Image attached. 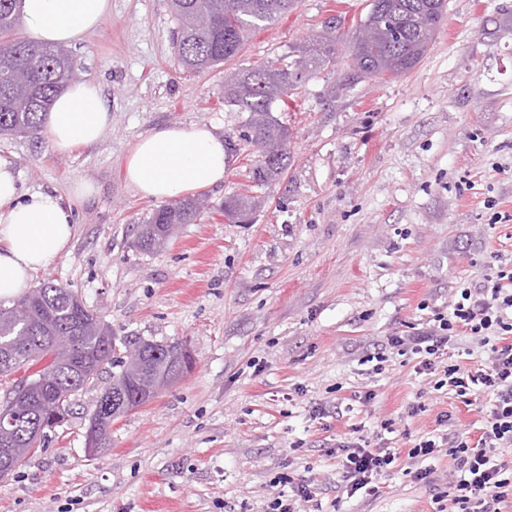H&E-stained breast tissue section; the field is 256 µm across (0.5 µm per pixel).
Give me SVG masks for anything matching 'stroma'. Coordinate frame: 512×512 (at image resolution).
<instances>
[{
  "instance_id": "stroma-1",
  "label": "stroma",
  "mask_w": 512,
  "mask_h": 512,
  "mask_svg": "<svg viewBox=\"0 0 512 512\" xmlns=\"http://www.w3.org/2000/svg\"><path fill=\"white\" fill-rule=\"evenodd\" d=\"M298 0L251 31L239 54L207 73L184 71L167 0H112V15L73 45L76 77L100 86L112 123L102 138L56 152L46 135L2 136L0 157L21 193L50 191L75 210L65 252L34 273L94 309L121 340L186 341L188 374L112 424L110 445L84 451L79 420L0 479V512H265L294 483L316 485L301 512H449L455 462L426 459L433 487L397 460L376 494L343 495L336 437L391 422L390 442L437 437L449 412L470 430L465 406L437 374L390 354L382 372L367 354L388 336L418 332L432 308L512 262V0H447L421 62L387 82L347 84L345 54L297 91L278 118L291 162L255 187L260 158L247 113L224 103L228 72L277 60L291 45L340 25L353 34L370 0ZM215 127L235 145L209 202L160 251L135 244L157 209L125 179L143 136L171 126ZM95 194L73 200L75 181ZM257 194L248 222L227 220L226 197ZM421 401L424 412L408 416Z\"/></svg>"
}]
</instances>
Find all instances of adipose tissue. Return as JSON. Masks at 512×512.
Segmentation results:
<instances>
[{"instance_id":"ef3b65f1","label":"adipose tissue","mask_w":512,"mask_h":512,"mask_svg":"<svg viewBox=\"0 0 512 512\" xmlns=\"http://www.w3.org/2000/svg\"><path fill=\"white\" fill-rule=\"evenodd\" d=\"M16 10L30 40L71 45L109 19L111 0H17ZM111 122L100 87L73 81L53 101L46 132L52 148L65 153L97 142ZM229 163L225 140L212 127H166L137 141L126 179L143 198L165 200L221 184ZM74 228L71 207L44 191L20 195L17 171L0 158V299L27 288L66 250Z\"/></svg>"}]
</instances>
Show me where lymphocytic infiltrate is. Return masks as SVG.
Listing matches in <instances>:
<instances>
[{
  "label": "lymphocytic infiltrate",
  "instance_id": "obj_1",
  "mask_svg": "<svg viewBox=\"0 0 512 512\" xmlns=\"http://www.w3.org/2000/svg\"><path fill=\"white\" fill-rule=\"evenodd\" d=\"M479 337L489 355L466 367L455 358L459 333ZM386 351L373 353L377 363L387 351L418 355V373L442 371L438 387L448 388L463 403L487 397L482 432L471 437L456 430L441 440L423 439L408 451L372 442L369 437L337 438L347 496L373 493L378 479L399 458H406V474L415 482L431 485L429 471L419 469V459L447 448L456 461L457 477L449 482L447 497L457 512H501L500 505L512 488V472L496 458L500 448L512 447V265L497 266L478 286L460 288L449 310H433L428 328L413 336L388 337Z\"/></svg>",
  "mask_w": 512,
  "mask_h": 512
}]
</instances>
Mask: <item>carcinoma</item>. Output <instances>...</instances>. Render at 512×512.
I'll return each instance as SVG.
<instances>
[{
    "label": "carcinoma",
    "instance_id": "obj_1",
    "mask_svg": "<svg viewBox=\"0 0 512 512\" xmlns=\"http://www.w3.org/2000/svg\"><path fill=\"white\" fill-rule=\"evenodd\" d=\"M176 27L173 49L183 67L203 73L234 58L248 32L274 22L288 12L296 0H169ZM16 0H0V68L9 67L27 75V82L14 86L0 84V136L24 135L43 130L52 99L73 79L72 51L63 45L45 47L20 36ZM446 0H371L370 8L357 25L349 56L351 78L389 80L411 71L428 49V33L436 31L444 18ZM373 28L370 41L360 38ZM327 31L295 47L284 58L251 69L240 70L224 79V102L249 113L252 142L262 160L252 171V180L265 186L288 168L290 151L283 143L290 131L272 115L273 105L288 109L294 91L324 66L336 61L339 36ZM28 95L26 112L13 108L16 95ZM256 208V197L233 195L224 200V217L241 222ZM200 209L195 199L183 198L154 211L137 226L135 244L143 251L164 246L176 226L192 224ZM16 305H25L30 314L20 321L12 307L0 303V379L15 374L13 381L25 403V412L14 417L9 450L0 451V471H13L25 458L35 433L50 430L55 417L54 403L63 400L68 417L75 415L74 396L90 386L111 366V393L135 396L137 380L115 356L116 339L101 336L95 329L100 317L90 308H81L78 297L61 284L44 282ZM69 335L75 348L69 355L52 354L54 338ZM184 342L140 341L151 371H164L175 362ZM124 409L101 414L94 408L85 419L101 418L102 447L110 441L109 419Z\"/></svg>",
    "mask_w": 512,
    "mask_h": 512
}]
</instances>
